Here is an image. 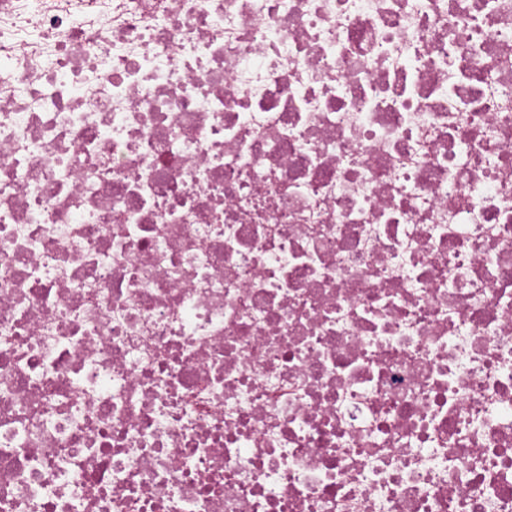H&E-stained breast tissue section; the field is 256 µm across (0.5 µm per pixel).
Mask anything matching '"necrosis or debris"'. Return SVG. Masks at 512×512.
Wrapping results in <instances>:
<instances>
[{
  "label": "necrosis or debris",
  "instance_id": "1",
  "mask_svg": "<svg viewBox=\"0 0 512 512\" xmlns=\"http://www.w3.org/2000/svg\"><path fill=\"white\" fill-rule=\"evenodd\" d=\"M0 512H512V0H0Z\"/></svg>",
  "mask_w": 512,
  "mask_h": 512
}]
</instances>
